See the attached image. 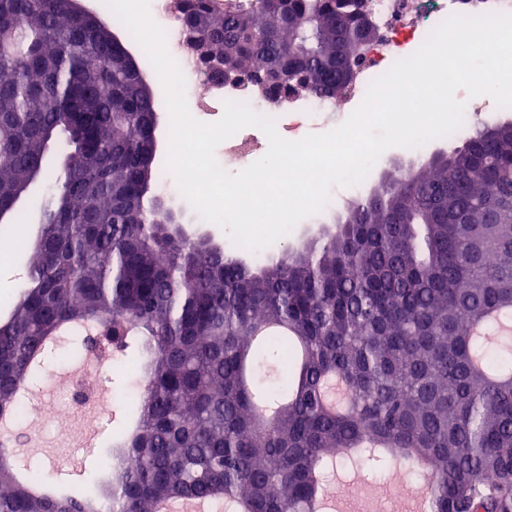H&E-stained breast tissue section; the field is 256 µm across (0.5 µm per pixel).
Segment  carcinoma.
<instances>
[{
	"instance_id": "1",
	"label": "carcinoma",
	"mask_w": 512,
	"mask_h": 512,
	"mask_svg": "<svg viewBox=\"0 0 512 512\" xmlns=\"http://www.w3.org/2000/svg\"><path fill=\"white\" fill-rule=\"evenodd\" d=\"M208 77L275 101L340 97L373 38L372 0H177ZM0 208L13 212L50 146L67 163L44 209L26 287L0 320V412L16 416L33 359L66 329L142 354L135 425L112 436L136 466L82 492L36 496L0 451V512H154L222 500L232 512H317L340 460H399L428 512H512V126L348 205L332 235L250 265L179 234L160 197L157 111L119 20L88 27L67 0H0ZM117 33L122 47L112 41ZM268 324L286 336L258 334ZM346 387L332 409L323 385Z\"/></svg>"
}]
</instances>
